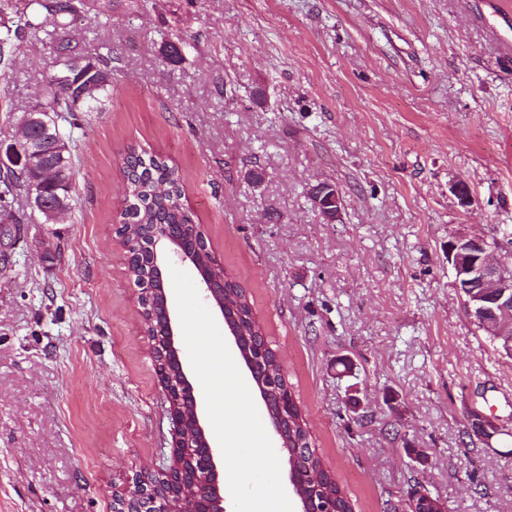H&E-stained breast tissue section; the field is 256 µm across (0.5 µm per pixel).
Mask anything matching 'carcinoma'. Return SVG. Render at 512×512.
<instances>
[{"mask_svg": "<svg viewBox=\"0 0 512 512\" xmlns=\"http://www.w3.org/2000/svg\"><path fill=\"white\" fill-rule=\"evenodd\" d=\"M96 0H0V81L12 69L17 46L26 40L49 43L54 55L55 70L47 87L34 95L31 101L14 109L16 136L26 114L42 113L43 123L27 128V136L41 146L37 167L52 171L53 176L42 181L35 172L21 166L5 168L0 173V224H23L26 214L15 209L19 192L30 195L41 193L44 205L51 207L59 200L74 202V156L72 151H54L60 139L73 143L72 130L79 126L78 113L96 112L112 93V55L108 52L91 53L78 41L65 35L71 23L93 10ZM124 177L125 207L120 223L139 225V237L146 238L158 225L186 234L194 232L195 216L184 204L182 177L160 154L129 150L121 159ZM134 282L155 279L154 269L143 256L134 257L131 268ZM225 306L244 336L259 346H265L261 330L254 320L245 291L236 284L224 290ZM301 447L305 452L297 459L300 469L307 464L321 466L307 426L296 427L288 434V447Z\"/></svg>", "mask_w": 512, "mask_h": 512, "instance_id": "1", "label": "carcinoma"}]
</instances>
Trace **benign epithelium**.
I'll return each instance as SVG.
<instances>
[{
  "label": "benign epithelium",
  "instance_id": "1",
  "mask_svg": "<svg viewBox=\"0 0 512 512\" xmlns=\"http://www.w3.org/2000/svg\"><path fill=\"white\" fill-rule=\"evenodd\" d=\"M451 193L462 208L469 207L473 196L469 186L457 182ZM316 208L327 224L335 223L341 215L342 196L331 184L321 187L316 195ZM142 249L152 267L162 270L167 262H180L195 268L196 258L185 240L167 231H156ZM488 251L485 240L464 230L448 240V263L454 272L455 288L462 293L474 319L495 336L498 348L512 357V281L501 272L502 265L479 258ZM226 277L201 278L199 284L206 299L219 313H224V289L215 283H224ZM163 298L160 315L162 333L150 337L152 355L162 390L176 428L169 463L150 475H139L132 483L113 494L112 512H224V492L215 461L216 451L200 418L198 396L189 381L180 348L174 334V317L166 288H153L149 283L139 286L138 302L141 313L152 311L157 297ZM235 345L250 372L258 371L264 361L274 362L272 351L260 349L252 354V343L242 336L234 324L224 320ZM272 427L281 448L288 450V399L293 394L288 386H277L272 378L259 381ZM278 399L272 408L270 396ZM289 480L299 500L300 512H333L320 507L309 495V489L323 480L321 474L299 476L294 465H289Z\"/></svg>",
  "mask_w": 512,
  "mask_h": 512
}]
</instances>
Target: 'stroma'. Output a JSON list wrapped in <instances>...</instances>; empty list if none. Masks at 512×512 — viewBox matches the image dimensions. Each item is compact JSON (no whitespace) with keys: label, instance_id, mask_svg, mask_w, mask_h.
<instances>
[{"label":"stroma","instance_id":"obj_1","mask_svg":"<svg viewBox=\"0 0 512 512\" xmlns=\"http://www.w3.org/2000/svg\"><path fill=\"white\" fill-rule=\"evenodd\" d=\"M99 2L67 30L114 68L73 132L77 203L0 248V512H112L170 455L115 234L131 148L178 167L353 512L414 488L448 512H512V358L448 263L460 230L512 252V0ZM52 72L48 43L19 46L0 131ZM320 183L342 194L336 223L311 204ZM475 412L496 433L470 432Z\"/></svg>","mask_w":512,"mask_h":512}]
</instances>
